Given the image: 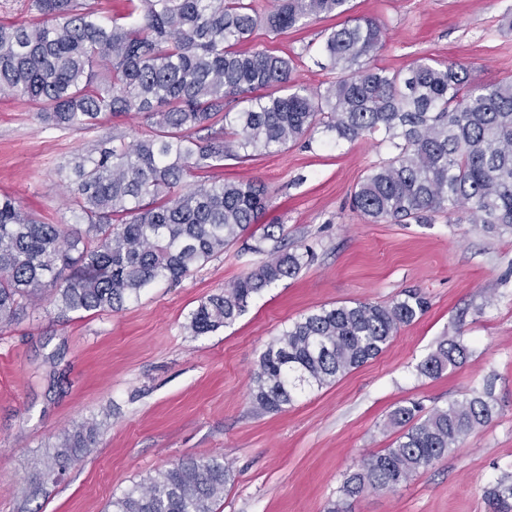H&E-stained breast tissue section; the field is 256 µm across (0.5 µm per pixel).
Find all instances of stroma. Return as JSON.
Instances as JSON below:
<instances>
[{"instance_id": "stroma-1", "label": "stroma", "mask_w": 512, "mask_h": 512, "mask_svg": "<svg viewBox=\"0 0 512 512\" xmlns=\"http://www.w3.org/2000/svg\"><path fill=\"white\" fill-rule=\"evenodd\" d=\"M351 16L377 19L388 42L379 65L422 56L468 66L484 83L512 77V0H351ZM331 18L252 43L296 59L298 82L329 74L316 49ZM31 103L0 97V195L41 221H71L56 167L84 152L98 130L39 124ZM394 154L380 138L349 143L316 133L311 144L228 159L216 179L258 180L270 196L254 235L225 248L181 281H160L118 312L59 318L50 299L0 329V512H110V503L186 456L222 457L231 480L217 512H326L344 475L396 436L399 402L425 407L493 388L492 419L469 432L396 493L369 489L350 512H487L484 488L512 471V232L470 218L370 224L350 207L369 168ZM283 225L279 241L262 226ZM310 251L299 274L255 297L233 325L202 336L189 321L275 246ZM427 312L402 326L376 358L309 389L279 412L255 410L249 391L259 357L284 329L321 307L386 305L407 290ZM470 355L436 377L420 363L444 337ZM99 424L98 443L65 473L34 466L79 422Z\"/></svg>"}]
</instances>
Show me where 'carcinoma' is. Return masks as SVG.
I'll use <instances>...</instances> for the list:
<instances>
[{"label":"carcinoma","instance_id":"cac0c4a2","mask_svg":"<svg viewBox=\"0 0 512 512\" xmlns=\"http://www.w3.org/2000/svg\"><path fill=\"white\" fill-rule=\"evenodd\" d=\"M30 23L0 21V96L38 106L56 129L100 127L104 114L140 116L150 133L134 141L108 131L58 166L71 224H45L0 196V328L22 301L49 293L60 317L119 311L142 291L178 282L261 223L269 193L260 181L187 177L254 152L276 153L319 130L355 142L383 134L394 156L372 166L353 206L370 224L429 222L469 207L477 224L512 229V77L476 83L454 61L421 57L407 68L377 65L382 24L350 17V0H275L261 13L248 0H129L106 19L99 0H26ZM345 20L318 48L332 77L311 90L294 59L248 46L259 26L279 36L312 20ZM219 127L210 137L197 133ZM308 252L276 250L190 317L196 336L232 324L266 288L295 276ZM426 310L412 291L388 305L325 308L294 322L261 354L250 389L265 412L292 404L377 357L400 327ZM470 353L444 339L420 365L434 377ZM492 392L425 409L406 401L389 414L397 437L362 458L329 512H349L368 488L395 492L448 454L492 415ZM97 443V424L68 432L40 461L62 472ZM230 481L217 457L187 458L133 485L112 512H215ZM491 512H512V473L484 491Z\"/></svg>","mask_w":512,"mask_h":512}]
</instances>
